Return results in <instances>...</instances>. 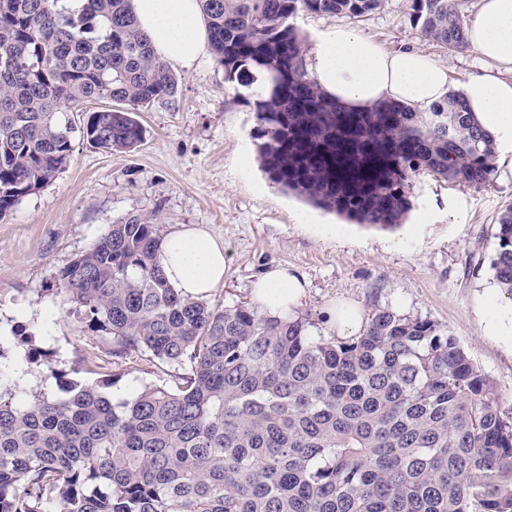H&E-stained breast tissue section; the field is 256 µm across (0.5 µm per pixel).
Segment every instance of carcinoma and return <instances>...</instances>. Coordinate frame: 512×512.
<instances>
[{"label": "carcinoma", "mask_w": 512, "mask_h": 512, "mask_svg": "<svg viewBox=\"0 0 512 512\" xmlns=\"http://www.w3.org/2000/svg\"><path fill=\"white\" fill-rule=\"evenodd\" d=\"M381 0H201L225 78L254 90L258 157L316 208L391 228L411 180L487 183L495 143L453 92L427 112L347 113L306 70L290 18H360ZM466 0H412L423 37L468 49ZM178 79L129 0H0V218L57 178L80 133L135 150L137 112L174 102ZM161 225L114 224L57 276L112 358L149 352L182 373L131 399L61 378L21 401L0 384V512H512V413L439 323L375 310L351 337L308 334L248 302L182 296L158 262ZM495 279L512 298V203L497 222Z\"/></svg>", "instance_id": "carcinoma-1"}]
</instances>
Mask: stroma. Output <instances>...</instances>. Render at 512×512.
Wrapping results in <instances>:
<instances>
[{"instance_id":"obj_1","label":"stroma","mask_w":512,"mask_h":512,"mask_svg":"<svg viewBox=\"0 0 512 512\" xmlns=\"http://www.w3.org/2000/svg\"><path fill=\"white\" fill-rule=\"evenodd\" d=\"M410 13L411 0H383L352 25L383 50L425 51L447 67L449 89L461 90L481 64L472 51L425 39ZM176 75L174 104L138 114L144 135L135 151L110 154L74 138L65 170L0 218V324L27 308L38 328L34 346L45 356L20 395L58 394L55 372L78 362L86 367L82 380L117 397L145 384L173 385L177 368L149 353L113 363L108 338L92 332L56 289L59 270L112 225L140 216L167 234L204 224L223 239L229 271L210 304L250 300L255 277L284 266L310 283L297 313L313 319L311 335L329 336L325 313L339 301L357 303L365 317L389 308L430 318L456 338L490 379L501 408L512 412V328L485 327L487 300L503 297L491 263L512 177L468 186L422 173L412 179L411 209L400 226L355 224L269 180L257 156L253 98L225 82L212 53ZM320 223L336 225V238L323 237Z\"/></svg>"}]
</instances>
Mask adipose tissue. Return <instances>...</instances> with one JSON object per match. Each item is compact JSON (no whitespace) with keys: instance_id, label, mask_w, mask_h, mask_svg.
<instances>
[{"instance_id":"adipose-tissue-1","label":"adipose tissue","mask_w":512,"mask_h":512,"mask_svg":"<svg viewBox=\"0 0 512 512\" xmlns=\"http://www.w3.org/2000/svg\"><path fill=\"white\" fill-rule=\"evenodd\" d=\"M131 8L141 31L165 61L188 69L205 53L208 32L200 0H131ZM466 35L480 61L512 66V0H481ZM307 70L328 98L356 112L390 103L423 110L448 94V70L435 59L416 49L384 52L348 25L317 34ZM463 94L480 127L498 145L512 147V79L489 72L475 75ZM159 264L169 283L189 298L209 296L223 284L228 268L223 241L202 224L167 235ZM306 288L303 276L273 267L255 281L253 302L261 313L286 320Z\"/></svg>"}]
</instances>
